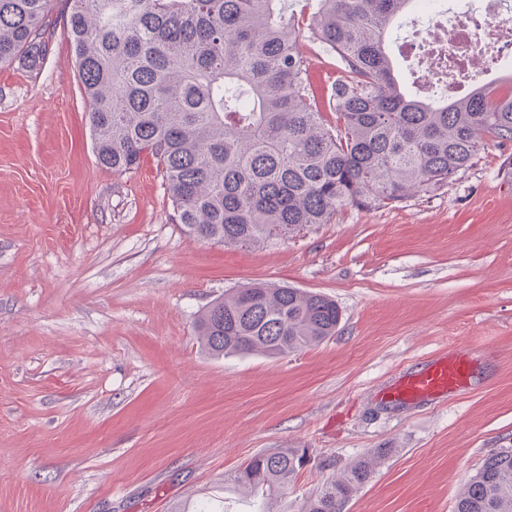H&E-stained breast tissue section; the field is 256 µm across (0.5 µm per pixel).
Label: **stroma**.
I'll return each mask as SVG.
<instances>
[{
	"mask_svg": "<svg viewBox=\"0 0 512 512\" xmlns=\"http://www.w3.org/2000/svg\"><path fill=\"white\" fill-rule=\"evenodd\" d=\"M90 110L64 26L38 68H0V512H257L229 478L278 448L310 461L271 512L360 457L373 473L343 512H454L512 448V143L433 194L224 246L177 223L154 158L98 164ZM257 283L335 300V336L206 354L201 313ZM442 351L469 359L466 385L381 396Z\"/></svg>",
	"mask_w": 512,
	"mask_h": 512,
	"instance_id": "obj_1",
	"label": "stroma"
}]
</instances>
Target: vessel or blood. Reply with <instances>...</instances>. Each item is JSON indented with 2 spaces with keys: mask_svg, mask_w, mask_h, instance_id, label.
I'll list each match as a JSON object with an SVG mask.
<instances>
[{
  "mask_svg": "<svg viewBox=\"0 0 512 512\" xmlns=\"http://www.w3.org/2000/svg\"><path fill=\"white\" fill-rule=\"evenodd\" d=\"M467 376V365L461 358L447 354L434 355L420 367L403 372L385 392L390 399L402 404H415L432 400L460 385Z\"/></svg>",
  "mask_w": 512,
  "mask_h": 512,
  "instance_id": "obj_1",
  "label": "vessel or blood"
}]
</instances>
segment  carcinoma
Wrapping results in <instances>:
<instances>
[{"label": "carcinoma", "instance_id": "obj_1", "mask_svg": "<svg viewBox=\"0 0 512 512\" xmlns=\"http://www.w3.org/2000/svg\"><path fill=\"white\" fill-rule=\"evenodd\" d=\"M63 19L92 110L93 149L123 173L148 154L178 223L203 243L249 246L328 224L338 209L389 207L443 188L486 142H512V95L478 85L462 100L406 91L390 35L417 0H71ZM56 0H0V65L50 53ZM336 58L316 80L301 30ZM336 114L330 125L324 114ZM320 294L254 284L211 304L196 325L214 357H286L336 335ZM305 449L252 457L230 481L277 497ZM372 474L359 458L300 512H342ZM455 512H512V448L489 453Z\"/></svg>", "mask_w": 512, "mask_h": 512}]
</instances>
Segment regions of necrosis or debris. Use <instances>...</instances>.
I'll use <instances>...</instances> for the list:
<instances>
[{
	"instance_id": "1",
	"label": "necrosis or debris",
	"mask_w": 512,
	"mask_h": 512,
	"mask_svg": "<svg viewBox=\"0 0 512 512\" xmlns=\"http://www.w3.org/2000/svg\"><path fill=\"white\" fill-rule=\"evenodd\" d=\"M425 17L415 40L402 44L416 57L415 82L423 93L448 97L480 80L492 48L512 46V0H420Z\"/></svg>"
}]
</instances>
